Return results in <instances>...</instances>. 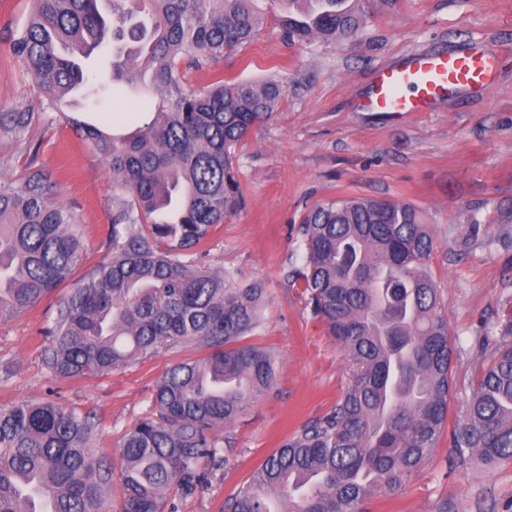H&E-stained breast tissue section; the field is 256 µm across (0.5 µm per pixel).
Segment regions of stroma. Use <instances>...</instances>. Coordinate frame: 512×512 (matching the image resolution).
I'll use <instances>...</instances> for the list:
<instances>
[{
    "instance_id": "stroma-1",
    "label": "stroma",
    "mask_w": 512,
    "mask_h": 512,
    "mask_svg": "<svg viewBox=\"0 0 512 512\" xmlns=\"http://www.w3.org/2000/svg\"><path fill=\"white\" fill-rule=\"evenodd\" d=\"M265 24L242 50L200 71L192 87L224 79L283 81L286 96L238 150L234 178L242 201L214 227L205 265L261 283L266 305L249 343L278 356L275 384L252 399L219 433L220 454L202 465L207 480L193 495H171L177 512H224L225 499L299 427L327 415L350 380L345 356L307 307L293 271L304 213L336 198L377 197L422 210L432 229L429 271L441 312L459 349L453 362L448 426L462 417L496 346L492 330L512 313V0H367L354 39H315L290 47L276 34L286 0H254ZM33 0H0V117L29 112L19 133L0 129V178L38 173L84 226L85 258L69 279L19 315L0 321V408L52 401L96 423L94 453L119 469L126 430L153 412L156 384L174 364L204 356L179 345L104 375L50 374L43 332L59 301L111 254L116 204L103 158L58 113L45 111L33 77L13 57ZM473 41L506 48L495 90L438 104L398 120L366 111L373 71L415 51L449 50ZM113 133L132 131L147 95L111 85L101 91ZM365 512H512V460L492 467L461 462L449 435L397 494Z\"/></svg>"
}]
</instances>
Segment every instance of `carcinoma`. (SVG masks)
<instances>
[{
    "label": "carcinoma",
    "mask_w": 512,
    "mask_h": 512,
    "mask_svg": "<svg viewBox=\"0 0 512 512\" xmlns=\"http://www.w3.org/2000/svg\"><path fill=\"white\" fill-rule=\"evenodd\" d=\"M277 19L293 46L358 35L367 15L350 0H289ZM11 52L34 78L44 109L96 81L74 53L112 49L108 79L149 75L153 117L114 134L69 121L109 164L118 201L110 258L60 304L44 361L62 377L99 376L162 347L194 343L200 360L160 378L154 412L121 445L122 512H164L193 495L217 432L271 388L276 357L245 338L262 322L264 288L201 263L213 228L240 202L236 150L286 95L268 79L185 88L190 70L248 45L262 23L253 0H34ZM312 316L355 367L336 407L289 436L224 500V512H361L404 487L445 429L457 349L427 269L434 239L410 204L338 198L299 229ZM77 214L56 183L0 180V320L35 306L83 260ZM453 431L460 460L512 459V316ZM94 419L53 402L0 409V512H104L112 468L92 448Z\"/></svg>",
    "instance_id": "obj_1"
}]
</instances>
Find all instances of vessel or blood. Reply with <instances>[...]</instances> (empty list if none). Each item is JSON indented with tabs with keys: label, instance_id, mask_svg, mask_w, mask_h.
Masks as SVG:
<instances>
[{
	"label": "vessel or blood",
	"instance_id": "1",
	"mask_svg": "<svg viewBox=\"0 0 512 512\" xmlns=\"http://www.w3.org/2000/svg\"><path fill=\"white\" fill-rule=\"evenodd\" d=\"M502 56L480 42L448 53L404 56L373 72L363 105L372 112L404 116L432 111L445 100L489 94Z\"/></svg>",
	"mask_w": 512,
	"mask_h": 512
}]
</instances>
